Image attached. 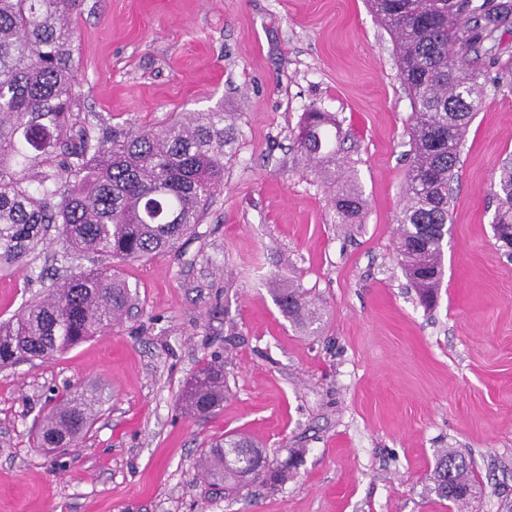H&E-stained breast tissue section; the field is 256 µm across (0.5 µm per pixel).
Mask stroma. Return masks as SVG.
<instances>
[{"label":"stroma","mask_w":512,"mask_h":512,"mask_svg":"<svg viewBox=\"0 0 512 512\" xmlns=\"http://www.w3.org/2000/svg\"><path fill=\"white\" fill-rule=\"evenodd\" d=\"M78 119L156 129L176 112L236 113L224 189L169 254L118 264L131 318L57 354L0 370V512H503L512 501V257L492 186L512 157V25L496 34L483 106L451 184L437 304L401 267L412 103L368 0H82ZM334 113L337 177L366 206L338 223L294 139L304 112ZM0 277V321L52 281L101 265L60 241ZM304 288L306 329L273 291ZM228 393L205 417L179 399L208 360ZM100 397L88 433L45 451L40 419L70 389ZM237 432L269 461L307 454L271 493L232 499L197 470ZM469 459L465 506L426 485L439 449Z\"/></svg>","instance_id":"1"}]
</instances>
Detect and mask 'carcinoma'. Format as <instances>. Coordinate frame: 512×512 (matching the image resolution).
I'll return each instance as SVG.
<instances>
[{
	"instance_id": "cac0c4a2",
	"label": "carcinoma",
	"mask_w": 512,
	"mask_h": 512,
	"mask_svg": "<svg viewBox=\"0 0 512 512\" xmlns=\"http://www.w3.org/2000/svg\"><path fill=\"white\" fill-rule=\"evenodd\" d=\"M80 0H0V273H11L53 227L75 252L127 261L172 250L224 188V158L237 134L219 105L184 112L155 130L112 128L94 138L77 127L75 15ZM387 26L412 101L411 155L399 252L410 285L425 306L435 303L448 234V186L461 147L483 104L482 58L495 33L512 22V0H371ZM340 127L330 112L304 113L296 148L329 189L341 224L360 221L365 200L355 184L336 179ZM494 231L512 248V160L495 184ZM284 315L303 325L320 318L306 293L275 288ZM129 285L111 267L57 283L44 298L0 321V368L46 359L102 335L133 307ZM224 402V367L210 360L196 375L180 409L207 416ZM96 399L66 393L43 417L42 448L74 443L88 431ZM305 449L262 467L263 450L243 433L204 450L198 468L224 495L248 485L273 489L302 462ZM474 475L456 451H438L428 491L460 504L473 494Z\"/></svg>"
}]
</instances>
